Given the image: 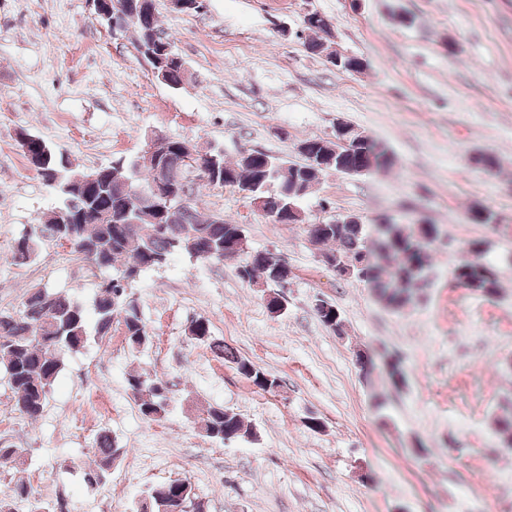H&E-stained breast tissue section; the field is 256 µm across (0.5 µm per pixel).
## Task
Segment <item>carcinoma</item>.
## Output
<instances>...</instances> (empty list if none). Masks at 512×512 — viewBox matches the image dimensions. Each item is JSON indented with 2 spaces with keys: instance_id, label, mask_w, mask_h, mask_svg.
I'll list each match as a JSON object with an SVG mask.
<instances>
[{
  "instance_id": "1",
  "label": "carcinoma",
  "mask_w": 512,
  "mask_h": 512,
  "mask_svg": "<svg viewBox=\"0 0 512 512\" xmlns=\"http://www.w3.org/2000/svg\"><path fill=\"white\" fill-rule=\"evenodd\" d=\"M137 12L127 22L125 31L133 36L136 52L151 66L153 72H164L163 84L178 90L183 82L182 64L172 51L168 35L161 28L156 0H119ZM310 32L304 46L312 54H320L336 68L358 73L364 60L355 55H336L329 39L317 37L327 32L324 19L304 23ZM306 151L299 152L302 160L289 163L262 151H241L228 161L224 149L211 147L201 153L210 156L212 170L208 171L203 187L228 188L232 185L251 188L248 200L267 196L279 204L276 215L267 216L272 224H301L324 257H339L350 261L355 276L370 283L377 301L392 312L424 301L421 294L428 284L432 245L439 239L434 224L415 222L401 224L390 220L375 233L367 225L338 224L336 219L310 221L300 206L324 169L312 163V156L324 151L335 153L336 144L322 138L301 141ZM20 147L41 178L55 181L54 189L61 198L58 210L46 214L43 223L15 239L10 258L16 265L34 260L40 243L46 239L70 248L83 259L95 277L105 270L116 273L97 284L92 312L72 297L47 287L26 294L23 309L16 313L0 310V378L12 392L14 410L35 421L43 413L48 394L64 366L68 353H75L95 338L99 341L123 329L127 343L139 348L150 341L138 303L131 289L147 270L165 266L169 257L182 252L189 258L205 263L241 259L240 279L250 286L270 287L273 266L262 251L240 249L246 240L245 229L220 216L203 215L194 206L179 207L160 214L151 195V184L157 171L166 170L167 183L176 196L199 194L200 174L183 171L169 164L160 167L157 156L164 153L177 158L190 148L189 143L164 137L156 152H147L127 160L115 159L111 164L92 172L79 171L69 157L39 137L20 134ZM342 167L367 173L389 169L394 163L392 153L372 139L357 134L350 147L342 150ZM469 219L478 224L494 225L495 214L486 207L471 206ZM472 258L459 262L454 268L455 279L469 292L492 298L501 293V284L492 264L483 258V243L467 247ZM319 320L336 331L343 322L336 307L316 308ZM192 339L208 345L224 361L234 364L236 371L262 391L276 393L281 380L249 360L238 357L232 348L212 338L209 323L203 319L188 328ZM385 373L395 387L406 382L403 359L387 354L383 362ZM142 419L148 423L160 421L168 411L166 384L139 372L126 377ZM194 422L206 437L219 442L233 441L252 434L251 426L240 413L223 406L198 405ZM496 430L505 448H512V417L495 421ZM123 454L116 440L106 432L96 437L94 465L84 474L87 484H100ZM25 464V449L0 443V468L17 470ZM188 483L171 480L149 488L151 512H160L163 500L180 509ZM9 503H28L30 512L43 508L32 497L27 483L14 485Z\"/></svg>"
}]
</instances>
